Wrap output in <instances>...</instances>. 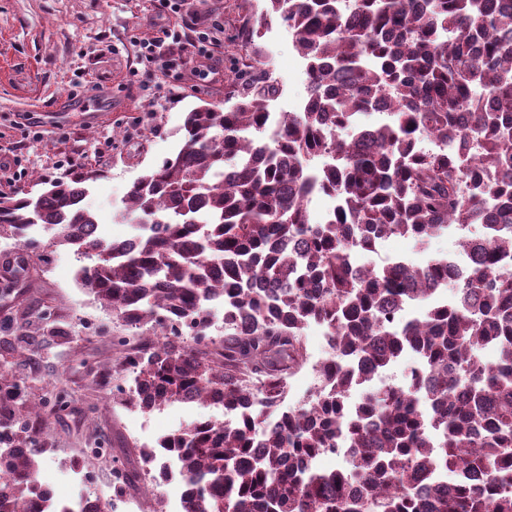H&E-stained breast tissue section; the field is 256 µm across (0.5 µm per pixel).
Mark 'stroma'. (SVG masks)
Returning a JSON list of instances; mask_svg holds the SVG:
<instances>
[{"label":"stroma","mask_w":512,"mask_h":512,"mask_svg":"<svg viewBox=\"0 0 512 512\" xmlns=\"http://www.w3.org/2000/svg\"><path fill=\"white\" fill-rule=\"evenodd\" d=\"M197 27L219 25L221 71L207 78L192 69L205 43L185 35L172 45L181 72L143 63L138 43L169 19L162 0H0V194L37 193L60 173L95 172L85 203L106 239L128 235L117 218L131 184L152 165L174 157L186 113L202 104L227 106L224 69L242 50L235 38L259 12V0H197ZM259 44L280 83L276 112L295 111L306 95L305 66L281 23ZM177 98L159 99V84ZM31 245L0 241V369L16 385L11 432L38 448V479L55 498L75 492L115 512H180L170 486H151L140 449L215 408L171 405L144 411L129 402L133 372L121 351L144 338L104 309L82 285L89 260L53 248L38 230ZM455 235L424 249L393 237L382 258L422 263L456 251Z\"/></svg>","instance_id":"stroma-1"}]
</instances>
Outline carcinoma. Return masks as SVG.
I'll return each instance as SVG.
<instances>
[{
  "mask_svg": "<svg viewBox=\"0 0 512 512\" xmlns=\"http://www.w3.org/2000/svg\"><path fill=\"white\" fill-rule=\"evenodd\" d=\"M273 19L306 62L297 112L272 111L256 39ZM258 21L238 35L251 53L227 77L233 106L187 112L175 157L127 191L135 240L97 237L82 205L94 174L0 196V239L24 246L43 225L95 259L81 282L125 325L174 328L121 357L141 409L235 415L161 444L188 485L180 512H512V0H264ZM373 112L385 120L364 122ZM317 194L334 201L320 224ZM451 231L463 267L367 261L384 238ZM313 323L333 357L313 405L282 411ZM406 354L404 384L371 385ZM17 396L0 401V512H74L9 437ZM344 448L350 467L314 465ZM140 458L159 482L157 452Z\"/></svg>",
  "mask_w": 512,
  "mask_h": 512,
  "instance_id": "1",
  "label": "carcinoma"
}]
</instances>
